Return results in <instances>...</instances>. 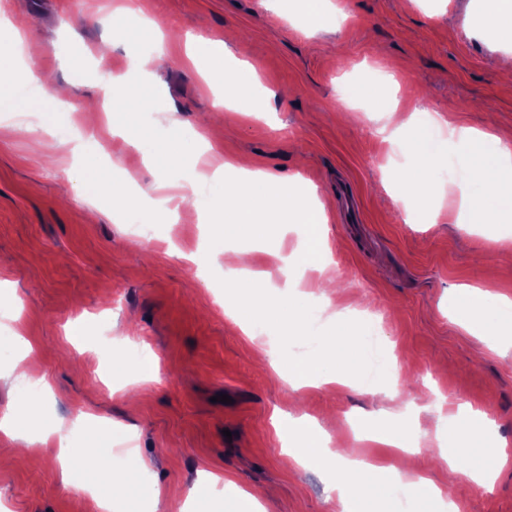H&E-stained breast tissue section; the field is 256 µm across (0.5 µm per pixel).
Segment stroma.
<instances>
[{
    "label": "stroma",
    "mask_w": 512,
    "mask_h": 512,
    "mask_svg": "<svg viewBox=\"0 0 512 512\" xmlns=\"http://www.w3.org/2000/svg\"><path fill=\"white\" fill-rule=\"evenodd\" d=\"M116 2L11 0L8 7L27 23L25 58L48 74L49 89H68L49 156L33 153L25 133L0 127V280L21 301L26 336L44 349L32 376L50 387L51 415L68 425L107 418L111 432H86L85 442L101 443L111 458L131 453L143 461L163 490L156 512H183L203 468L243 490L272 489L263 512H344L322 476L293 470L276 433V421L304 414L387 473L430 478L462 512H512V466L490 489L452 483L433 452L438 415L464 402L512 442V350L501 351L447 311L450 289L462 285L512 297V263L498 260L500 245L481 225L457 222L459 194L447 170L436 179L437 222L407 223L384 180L402 163L401 150L375 133L424 109L512 140V81L500 74L502 50L466 28L470 0H329L317 25L279 19L269 0H136L157 22L168 55L154 75L166 105L142 113L143 122L206 131L212 148L200 155L199 171L243 156L316 186L333 282L320 285L309 272L300 289L346 314L355 296L364 298L363 312L376 317L379 340L399 364L395 389L380 399L351 389L295 392L254 359L257 339L225 316L218 283L198 277L188 260L207 232L189 201H169L153 237L141 239L108 197L76 191L69 140L91 131L85 109L99 94L96 82L105 72L127 75L129 54L145 49L112 23ZM229 30L240 39L234 55L275 92L255 120L215 111L210 88L184 63L195 39ZM383 60L404 79L400 110L390 115L368 93ZM350 93L356 105L339 112L340 96ZM92 151L108 153L113 171L141 189L168 181L122 140L99 136ZM107 319L113 335L147 340L160 360L157 380L129 386L133 410L126 394L104 385L106 377L128 375L123 350L107 362L67 336ZM220 394L229 403L217 402ZM412 403L420 407L414 422L423 454L356 440L353 427L366 413H401ZM21 446L0 434V512H101L89 492L96 472L63 482L52 448L37 465L6 466Z\"/></svg>",
    "instance_id": "35a3bbf8"
}]
</instances>
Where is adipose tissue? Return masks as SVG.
Returning <instances> with one entry per match:
<instances>
[{
  "label": "adipose tissue",
  "mask_w": 512,
  "mask_h": 512,
  "mask_svg": "<svg viewBox=\"0 0 512 512\" xmlns=\"http://www.w3.org/2000/svg\"><path fill=\"white\" fill-rule=\"evenodd\" d=\"M10 47L0 50V112H36L40 120L26 126L25 131L37 146H46L55 136L54 114L58 96L40 98L42 79L34 68L23 62V31L12 29ZM230 54L221 40H203L188 54L193 71L211 86H223L224 95L215 102L217 110L248 112L256 96L263 93L258 71L247 61L227 66ZM107 92L101 109L105 113L123 114L126 124L113 127V135L139 152L146 167L169 173L184 174L177 185L181 198L190 199L198 214L216 215L225 232L238 239L264 243L275 258L284 279L285 294L268 295V275L250 264V252L226 246L223 234L210 240L206 249L192 255L200 267L222 264L233 271L227 287L236 305L228 317L244 333L256 336L288 324L294 325L303 339L307 355L282 359L275 346L258 348L260 358L268 361L276 374L287 375L293 389L322 386H355L357 391L371 396L383 393L382 384L393 369L392 355H385L367 382L351 384L357 359L372 347L377 323L367 318L356 323L343 322L335 335L320 332L319 307L309 303L298 289L308 270L327 274L330 262L327 218L317 195L316 186L296 192L285 177L257 169L244 159L230 162L238 174L225 182L221 171L212 174H188L185 142L171 134H159L156 128L141 125L139 117L144 105L164 98L161 86L155 83L133 85L119 78H107ZM405 163L402 181L406 187L400 202L405 209L419 214L430 210L431 193L441 168L457 171L462 179L461 209L474 224L512 223V143L492 130H477L449 124L443 115L420 121L415 136L404 145ZM79 190L94 188L107 193L113 206L135 214L137 223L156 224L160 221L156 207L143 205L121 185L112 182L96 158H85L75 174ZM292 215L301 231L300 241L290 253H283L280 241L271 237L270 218ZM450 312L468 330L492 336L512 338V299L473 286L453 289ZM42 397L17 395L12 407L0 416V433L23 440L27 459H37L43 448L55 446L64 480L79 472L99 468L100 450L78 442L72 433L49 420L43 412ZM380 425L362 432V439L397 448L411 454L419 453V439L403 422L389 414H379ZM440 426L448 430L447 448L440 454L450 473L461 472L473 481L493 487L497 474L512 451L506 441L487 442L486 419L459 406L456 413L441 417ZM292 446L288 456L299 467L335 473L329 489L339 499L356 497L370 503L380 498L400 499L404 512H431L432 504L442 491L427 477L418 475L395 482L381 480L379 469L367 461L351 458L346 449L333 448L330 435L322 431L315 419L302 415L288 429ZM145 465L128 460L125 465L109 468L108 486L111 496L99 497L103 512L112 503L128 508L157 504L162 491L159 485L145 480Z\"/></svg>",
  "instance_id": "adipose-tissue-1"
}]
</instances>
